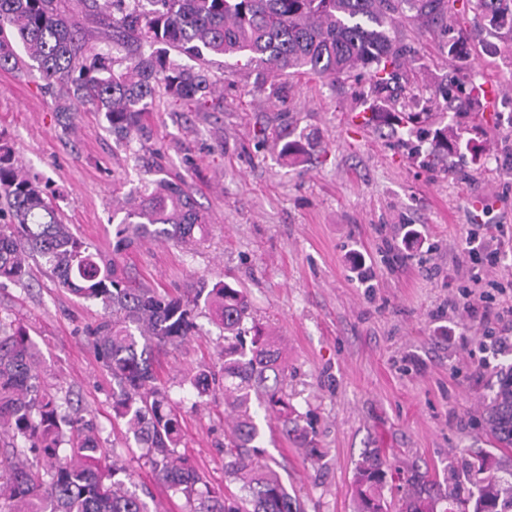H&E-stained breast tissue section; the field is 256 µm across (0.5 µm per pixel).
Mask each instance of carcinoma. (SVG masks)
I'll return each mask as SVG.
<instances>
[{
	"mask_svg": "<svg viewBox=\"0 0 512 512\" xmlns=\"http://www.w3.org/2000/svg\"><path fill=\"white\" fill-rule=\"evenodd\" d=\"M88 19L105 47L88 46L83 24L62 0H0V69H37L54 111L72 126L76 104L103 115L115 148L129 152L156 178L124 194L112 210V248L103 250L62 223L36 176L22 171L10 142L0 136V283L22 285L29 258L43 260L57 286L101 306L86 329L98 359L112 375V408L149 465L189 512H303L277 474L254 461L261 431L257 405L274 414L285 436L318 456L315 432L300 427L301 413L283 390L286 366L276 341L251 320L242 291L222 280L200 279L171 293L133 284L122 255L141 241H197L207 225L187 177L172 175L147 151L157 138L150 123L159 96L208 109L216 57H247L279 73L303 72L336 82L368 76L364 111L384 115L381 94L402 76L411 46L393 34L407 17L442 37L441 50L461 57L451 35L448 0H86ZM496 27L512 14V0H477ZM195 65H183L171 53ZM224 333V400L235 414L225 474L239 493L212 489L177 452L182 429L178 404L153 371L157 349L201 334L199 305ZM40 352L28 329L0 317V432L10 450L0 453V512H149L128 487L125 468L102 464L101 428L70 410L68 399L42 385ZM485 404V427L501 452L512 450V364L500 370ZM382 451L373 449L353 481L358 512H389ZM471 466L483 477L476 490L448 478V512H512V479L499 476L500 460L478 450ZM423 475L408 481L399 512H436Z\"/></svg>",
	"mask_w": 512,
	"mask_h": 512,
	"instance_id": "cac0c4a2",
	"label": "carcinoma"
}]
</instances>
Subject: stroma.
Returning a JSON list of instances; mask_svg holds the SVG:
<instances>
[{
	"mask_svg": "<svg viewBox=\"0 0 512 512\" xmlns=\"http://www.w3.org/2000/svg\"><path fill=\"white\" fill-rule=\"evenodd\" d=\"M455 9L459 59L441 54L438 35L405 19L397 27L416 52L409 77L384 107L426 113L413 129L352 123L370 91L365 79L333 84L295 73L283 78L287 98H267L255 88L259 70L243 57L209 66L222 110L165 101L154 114L160 162L187 174L208 220L207 239L192 249L145 242L122 263L155 288L204 278L246 292L255 321L283 349L288 397L319 440V457L309 459L264 411L255 413L259 459L304 512H357L351 485L371 449L395 455L405 475L437 476L430 493L440 499L448 472L491 446L483 405L499 367L512 363V351L495 341L497 315L512 305V28L490 27L476 0H456ZM466 77L496 83L498 96L477 107L446 106L438 85ZM262 128L274 140L300 141L303 154L279 155L258 138ZM439 128L460 138L461 152L438 150ZM0 133L24 171L47 181L73 233L108 246L118 203L113 181L137 188L146 176L113 151L101 115L81 107L65 128L38 72L0 70ZM409 224L422 243L402 253L397 246ZM485 224L501 227L503 246L492 263L462 250L467 232ZM358 257L370 282L353 270ZM475 270L478 285L470 279ZM475 291L481 299L472 315L466 306ZM100 314L37 264L29 285H0V317L28 328L45 384L96 417L106 460L132 474L150 512H188L125 446L112 377L85 335ZM198 322L202 334L162 351L156 369L179 404L181 454L220 492L233 415L221 384L200 397L188 379L220 373L224 338L207 312Z\"/></svg>",
	"mask_w": 512,
	"mask_h": 512,
	"instance_id": "35a3bbf8",
	"label": "stroma"
}]
</instances>
